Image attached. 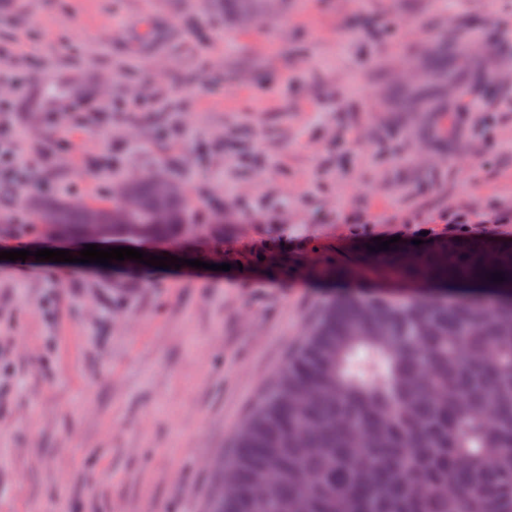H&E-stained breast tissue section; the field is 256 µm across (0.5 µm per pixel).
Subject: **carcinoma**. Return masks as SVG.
<instances>
[{"label": "carcinoma", "mask_w": 512, "mask_h": 512, "mask_svg": "<svg viewBox=\"0 0 512 512\" xmlns=\"http://www.w3.org/2000/svg\"><path fill=\"white\" fill-rule=\"evenodd\" d=\"M124 222L110 206L44 199L57 234L104 241L206 238L182 187L152 174L126 182ZM159 210L171 223L156 224ZM435 284L512 287V240L448 238L411 258L363 265ZM500 272L504 281H493ZM210 464L204 512H512V295L324 303Z\"/></svg>", "instance_id": "cac0c4a2"}]
</instances>
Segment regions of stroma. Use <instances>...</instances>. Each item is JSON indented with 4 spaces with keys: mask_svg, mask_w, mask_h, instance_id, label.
I'll return each instance as SVG.
<instances>
[{
    "mask_svg": "<svg viewBox=\"0 0 512 512\" xmlns=\"http://www.w3.org/2000/svg\"><path fill=\"white\" fill-rule=\"evenodd\" d=\"M165 31L152 52L128 31ZM72 68L82 101L20 139L48 162L0 195V512H202L211 458L326 301L454 298L385 272L374 238L512 239V0H0V71ZM151 94L157 111H113ZM424 96L433 112H405ZM115 160L102 179L96 166ZM156 171L222 236L180 269L72 264L38 184L108 204ZM274 252L273 263L262 260ZM201 260L203 268L192 267Z\"/></svg>",
    "mask_w": 512,
    "mask_h": 512,
    "instance_id": "obj_1",
    "label": "stroma"
}]
</instances>
